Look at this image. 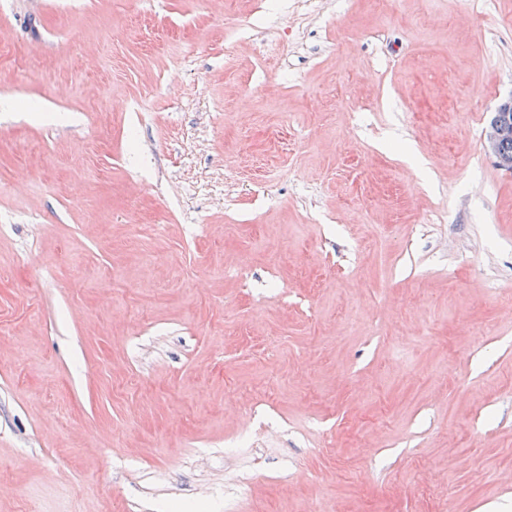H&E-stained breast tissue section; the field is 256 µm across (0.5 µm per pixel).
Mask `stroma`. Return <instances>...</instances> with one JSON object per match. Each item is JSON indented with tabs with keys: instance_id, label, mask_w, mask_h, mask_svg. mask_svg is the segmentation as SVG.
<instances>
[{
	"instance_id": "35a3bbf8",
	"label": "stroma",
	"mask_w": 512,
	"mask_h": 512,
	"mask_svg": "<svg viewBox=\"0 0 512 512\" xmlns=\"http://www.w3.org/2000/svg\"><path fill=\"white\" fill-rule=\"evenodd\" d=\"M511 97L512 0H0V512H512ZM485 135L487 149L495 165L502 170L512 172V139L502 142L512 138V97L496 106ZM499 145L501 152L511 155L500 153Z\"/></svg>"
}]
</instances>
